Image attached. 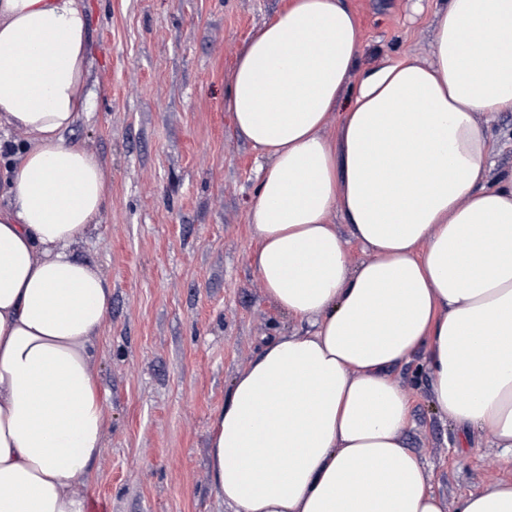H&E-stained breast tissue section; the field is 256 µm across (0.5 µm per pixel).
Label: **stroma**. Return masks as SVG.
I'll list each match as a JSON object with an SVG mask.
<instances>
[{
  "label": "stroma",
  "instance_id": "35a3bbf8",
  "mask_svg": "<svg viewBox=\"0 0 512 512\" xmlns=\"http://www.w3.org/2000/svg\"><path fill=\"white\" fill-rule=\"evenodd\" d=\"M286 0H87L95 109L70 138L109 173L108 204L77 254L112 284L95 340L106 426L88 512H226L208 468L213 417L263 343L292 330L265 297L248 221L260 164L224 107L249 34ZM358 67L427 59L443 0H347ZM406 445L448 506L512 468L480 432L434 411L418 361Z\"/></svg>",
  "mask_w": 512,
  "mask_h": 512
}]
</instances>
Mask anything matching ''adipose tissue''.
I'll return each instance as SVG.
<instances>
[{
    "label": "adipose tissue",
    "mask_w": 512,
    "mask_h": 512,
    "mask_svg": "<svg viewBox=\"0 0 512 512\" xmlns=\"http://www.w3.org/2000/svg\"><path fill=\"white\" fill-rule=\"evenodd\" d=\"M84 0H0V512H87L105 412L92 340L112 288L71 248L107 172L67 138L93 108ZM345 0H288L238 55L225 106L267 159L249 211L266 296L304 335L269 338L213 419L231 512H446L405 445L392 369L422 353L437 411L512 466V172L479 117L512 112V0H444L425 61L357 69ZM339 113L337 139L324 130ZM371 254L351 264L330 217ZM457 512H512V482Z\"/></svg>",
    "instance_id": "adipose-tissue-1"
}]
</instances>
